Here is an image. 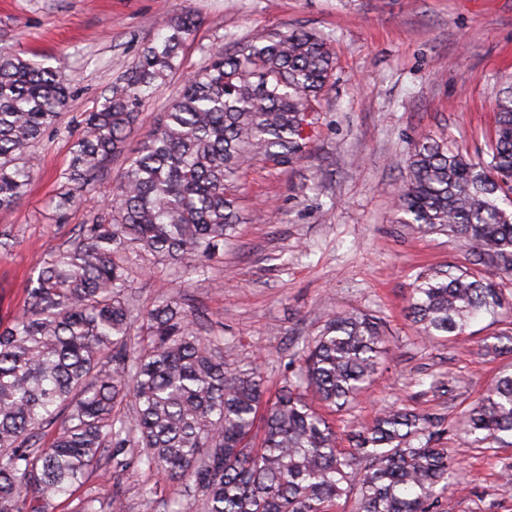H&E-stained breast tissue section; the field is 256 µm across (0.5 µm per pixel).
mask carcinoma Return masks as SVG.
I'll return each instance as SVG.
<instances>
[{
    "label": "carcinoma",
    "mask_w": 512,
    "mask_h": 512,
    "mask_svg": "<svg viewBox=\"0 0 512 512\" xmlns=\"http://www.w3.org/2000/svg\"><path fill=\"white\" fill-rule=\"evenodd\" d=\"M198 19L184 12L141 50L130 71L83 118L60 174L55 212L123 151L141 106L183 68ZM333 73L327 40L302 28L212 48L184 75L157 127L127 159L106 206L29 277L23 311L0 321V512H47L83 487L104 460L136 462L186 483L203 512H447L437 487L451 463L444 431L416 410L387 409L351 430L353 451L315 408L342 409L386 353L382 322L338 311L296 350L291 375L267 406L255 365L224 362V337L203 336L173 298L135 316L126 296L131 260L199 275L242 223L241 174L303 155L315 102ZM62 67L0 55V211L26 194L33 147L60 131L70 98ZM398 222L458 240L470 266L418 274L408 316L433 338L511 308L494 276H512V94L500 98L488 159L474 162L422 135L405 161ZM131 398L134 414L120 412ZM263 420L260 446L252 443ZM463 444L512 445V372L466 412Z\"/></svg>",
    "instance_id": "1"
}]
</instances>
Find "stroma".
Returning a JSON list of instances; mask_svg holds the SVG:
<instances>
[{
    "mask_svg": "<svg viewBox=\"0 0 512 512\" xmlns=\"http://www.w3.org/2000/svg\"><path fill=\"white\" fill-rule=\"evenodd\" d=\"M186 11L199 19L185 44L186 67L201 64L203 48L298 25L328 39L335 67L313 104L305 154L242 174L243 222L221 261L205 276L162 264L133 268L134 309L175 296L187 310L205 311L224 325L225 360L257 364L273 391L290 355L330 313L374 314L386 326L387 351L361 395L328 412L338 447L381 410L427 411L446 430L452 512H512L502 480L512 446L466 447L456 431L463 411L512 368V354L485 351L495 337L512 336V310L474 320L457 340L424 336L406 315L418 272L467 260L456 239L398 223L393 206L400 162L419 134L485 159L497 100L512 88V0H0V53L66 65L73 78L61 132L36 145L40 166L27 193L0 211V317L22 309L24 278L77 236L125 165L124 156L112 159L89 187L88 205L57 219L58 176L84 113ZM435 376L452 379V389L430 388ZM84 490L97 497L98 512H112L116 496L125 512H165L173 501L201 512L184 483L134 463Z\"/></svg>",
    "mask_w": 512,
    "mask_h": 512,
    "instance_id": "obj_1",
    "label": "stroma"
}]
</instances>
